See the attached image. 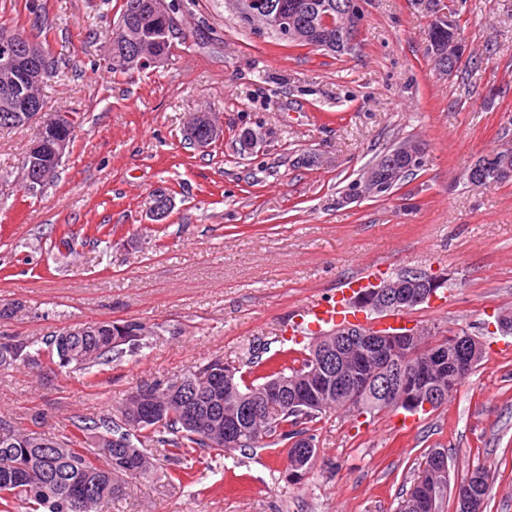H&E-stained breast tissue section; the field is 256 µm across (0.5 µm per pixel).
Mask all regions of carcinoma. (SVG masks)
<instances>
[{"instance_id":"carcinoma-1","label":"carcinoma","mask_w":512,"mask_h":512,"mask_svg":"<svg viewBox=\"0 0 512 512\" xmlns=\"http://www.w3.org/2000/svg\"><path fill=\"white\" fill-rule=\"evenodd\" d=\"M165 24V15L154 9L153 0H121L118 20L113 22L108 54L114 55L126 47L138 48L150 53L156 43L158 31ZM429 50L437 49L445 60L454 62L459 68L462 54L456 51L459 27L446 24L430 25ZM378 161L371 163L370 175L385 185L389 193L404 182L418 168L405 162L395 166L377 168ZM125 338L112 334L111 321L97 322V332L83 333L78 326L63 327L48 336L27 340L17 339L15 355L11 361L4 360L0 343V368L8 369L24 365L31 369L56 366L79 371L86 376H96L106 370L112 362L127 353H133L148 343L154 335V327L134 320L122 321ZM452 350L448 343L433 346L424 340L414 346L411 353L392 354V365H428L425 385L442 384L451 392L462 383L450 369L448 356ZM312 343L300 349L294 347L283 351L280 359L263 363L254 361V369L239 373L235 368L227 369L223 376V387L214 398L228 402L237 397L260 398L263 388L272 382L284 386L291 392L293 387L305 384V373L310 370ZM224 364L221 358L201 363L171 384L181 382L187 390L201 385V380L214 375ZM390 408L374 391L363 398L356 410L363 414ZM327 409L323 403L307 406L305 411L290 413L286 410L274 413L261 425L258 448H271L286 440L307 432L306 425L316 423ZM128 407L119 408V415H77L72 419L73 431L51 434L32 430L21 431L11 421L0 417V499L10 498L28 505L29 512H101L102 504L125 494L126 478L149 477L161 468V462L177 460L184 464L183 471L169 478L182 481L193 477L192 469L201 454L215 451L224 456L234 452L216 442L209 443L198 432L185 426L181 407L173 404L165 407L161 421L147 423L129 433ZM145 448H155L158 456H149ZM433 448L424 455L413 486L398 505V512H426V493L438 469ZM495 471L485 463L475 466L470 472L475 494L487 501L492 489ZM90 491L85 505L73 500L77 487Z\"/></svg>"}]
</instances>
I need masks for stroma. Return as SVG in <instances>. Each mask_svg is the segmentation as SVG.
Returning a JSON list of instances; mask_svg holds the SVG:
<instances>
[{"label":"stroma","mask_w":512,"mask_h":512,"mask_svg":"<svg viewBox=\"0 0 512 512\" xmlns=\"http://www.w3.org/2000/svg\"><path fill=\"white\" fill-rule=\"evenodd\" d=\"M187 32L162 66L106 70L114 10L102 0H0V22L49 43L59 74L51 112L77 113L76 138L53 181L24 187L33 130L0 131V303L26 309L0 333L42 337L65 326L158 324L149 348L96 380L57 368L0 370V415L19 428L71 431L77 415L115 412L131 389L212 357L244 366L253 345L276 353L300 305L333 299L363 263L446 278L406 323L444 337L464 330L487 355L430 413H327L318 460L289 477L284 447L130 480L105 512H396L426 452L445 449L451 479L479 463L497 477L486 512H512V181L467 182L481 155L512 152V0H363L361 43L337 55L240 25L224 0H175ZM455 14L461 68L434 70L431 19ZM192 112L224 136L185 144ZM263 132L241 155L242 129ZM421 143L424 165L383 196L337 202L383 149ZM173 199L151 219L155 192ZM69 233L71 250L55 246Z\"/></svg>","instance_id":"1"}]
</instances>
